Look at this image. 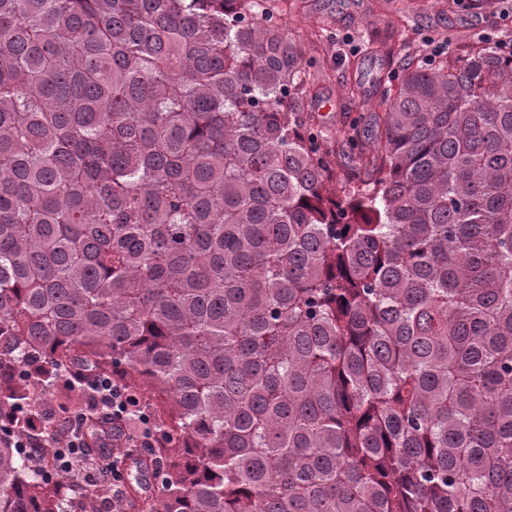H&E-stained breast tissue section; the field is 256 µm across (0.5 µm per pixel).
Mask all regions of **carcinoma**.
Segmentation results:
<instances>
[{
    "label": "carcinoma",
    "instance_id": "cac0c4a2",
    "mask_svg": "<svg viewBox=\"0 0 512 512\" xmlns=\"http://www.w3.org/2000/svg\"><path fill=\"white\" fill-rule=\"evenodd\" d=\"M263 2L0 0V512H512V61L385 74L338 175ZM89 403L91 409L105 419H112V424L120 423L138 409L140 426L135 433L126 436L130 448H154L157 444L158 432L152 421L142 411L141 398L124 387L113 382L110 378L99 377L89 382Z\"/></svg>",
    "mask_w": 512,
    "mask_h": 512
}]
</instances>
